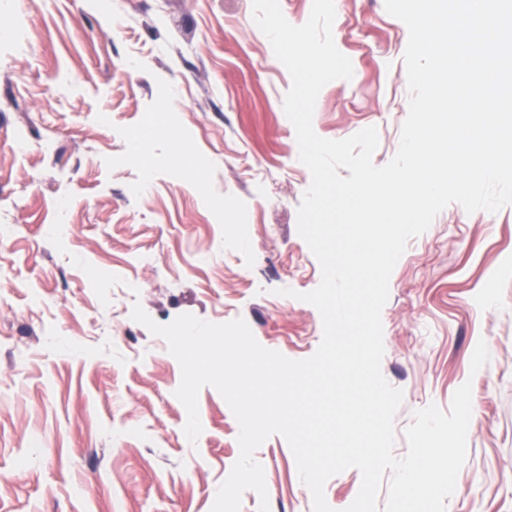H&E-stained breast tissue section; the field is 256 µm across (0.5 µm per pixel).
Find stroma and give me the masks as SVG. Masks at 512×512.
<instances>
[{"label": "stroma", "instance_id": "35a3bbf8", "mask_svg": "<svg viewBox=\"0 0 512 512\" xmlns=\"http://www.w3.org/2000/svg\"><path fill=\"white\" fill-rule=\"evenodd\" d=\"M335 9L353 77L321 90L313 127H376L381 166L408 114V30L384 0ZM290 86L251 0H0V512H211L238 422L203 387L188 441L180 365L131 310L161 324L241 317L265 348L315 352L322 319L297 295L321 269L297 231L311 175L283 109ZM151 112L183 135L142 138L133 156L128 134ZM381 319L382 372L404 393L395 455L415 410H449L471 382L446 512H512V205L440 212L398 260ZM481 340L490 358L474 373ZM254 458L270 512H313L283 437Z\"/></svg>", "mask_w": 512, "mask_h": 512}]
</instances>
